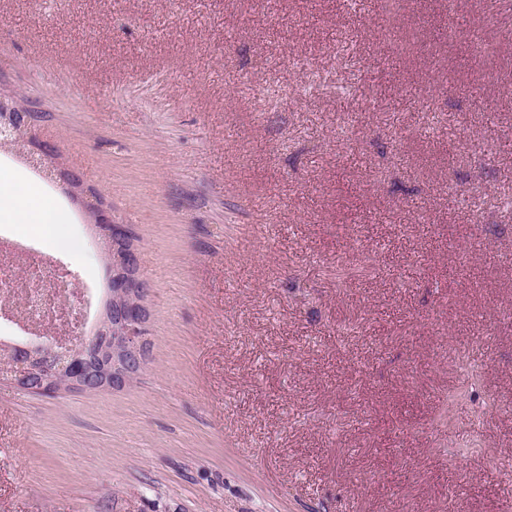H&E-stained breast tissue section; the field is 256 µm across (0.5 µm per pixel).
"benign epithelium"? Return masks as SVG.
Returning a JSON list of instances; mask_svg holds the SVG:
<instances>
[{
  "mask_svg": "<svg viewBox=\"0 0 512 512\" xmlns=\"http://www.w3.org/2000/svg\"><path fill=\"white\" fill-rule=\"evenodd\" d=\"M28 113L16 103L0 102V142L28 130ZM99 239L114 244L121 237L125 226L112 220V211L97 203L92 207ZM114 287L117 293L138 292L147 295V289L139 287L132 271L138 268L137 252L118 253ZM149 309L140 305L130 311L121 304L112 307L106 327L80 342L61 347L53 346L45 351L52 369L43 372L31 360L4 359L0 361V379L22 391L54 393L73 390L95 393L126 386L142 369L146 355L143 336L148 331Z\"/></svg>",
  "mask_w": 512,
  "mask_h": 512,
  "instance_id": "1",
  "label": "benign epithelium"
}]
</instances>
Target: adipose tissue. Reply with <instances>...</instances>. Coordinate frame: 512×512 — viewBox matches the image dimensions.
I'll return each instance as SVG.
<instances>
[{"instance_id": "obj_1", "label": "adipose tissue", "mask_w": 512, "mask_h": 512, "mask_svg": "<svg viewBox=\"0 0 512 512\" xmlns=\"http://www.w3.org/2000/svg\"><path fill=\"white\" fill-rule=\"evenodd\" d=\"M66 222L65 214L39 188L14 169L0 167V223L30 225L69 248L73 242L65 232Z\"/></svg>"}]
</instances>
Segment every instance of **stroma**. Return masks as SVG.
I'll return each mask as SVG.
<instances>
[{"label": "stroma", "mask_w": 512, "mask_h": 512, "mask_svg": "<svg viewBox=\"0 0 512 512\" xmlns=\"http://www.w3.org/2000/svg\"><path fill=\"white\" fill-rule=\"evenodd\" d=\"M510 14L0 0V93L150 311L124 388L0 382V512H512ZM46 192L77 250L11 236L106 283ZM92 213L94 214L95 223L97 224L99 239L107 241L110 247L111 267L109 270V276L112 279V244L116 246L115 242L120 239L121 233L124 232L126 228L121 224H115L114 220H112V211L104 207L101 201L96 205H93Z\"/></svg>", "instance_id": "35a3bbf8"}]
</instances>
